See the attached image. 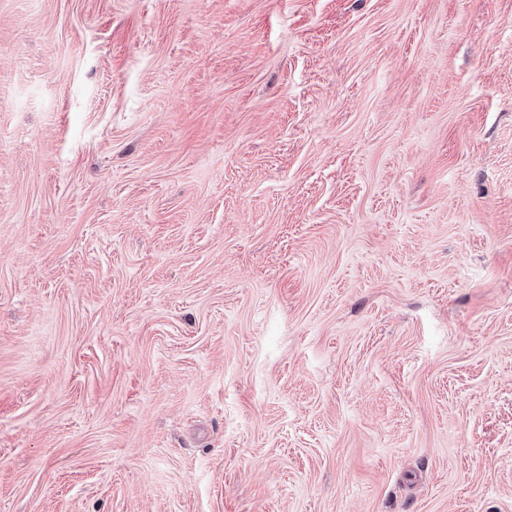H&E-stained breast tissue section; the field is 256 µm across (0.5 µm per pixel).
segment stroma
Instances as JSON below:
<instances>
[{
	"mask_svg": "<svg viewBox=\"0 0 512 512\" xmlns=\"http://www.w3.org/2000/svg\"><path fill=\"white\" fill-rule=\"evenodd\" d=\"M0 512H512V0H0Z\"/></svg>",
	"mask_w": 512,
	"mask_h": 512,
	"instance_id": "1",
	"label": "stroma"
}]
</instances>
